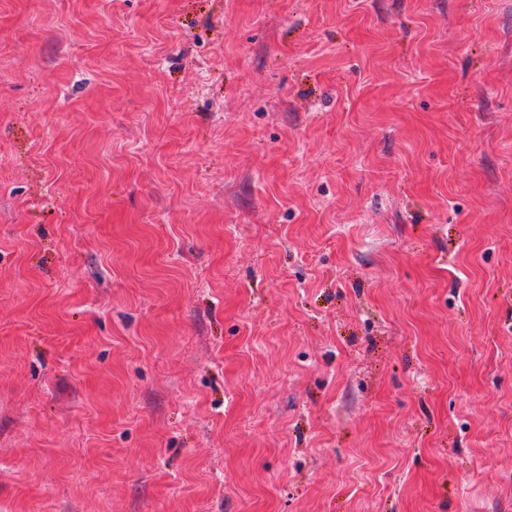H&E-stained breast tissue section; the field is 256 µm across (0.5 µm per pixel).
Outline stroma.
Wrapping results in <instances>:
<instances>
[{"mask_svg": "<svg viewBox=\"0 0 512 512\" xmlns=\"http://www.w3.org/2000/svg\"><path fill=\"white\" fill-rule=\"evenodd\" d=\"M0 512H512V0H0Z\"/></svg>", "mask_w": 512, "mask_h": 512, "instance_id": "stroma-1", "label": "stroma"}]
</instances>
